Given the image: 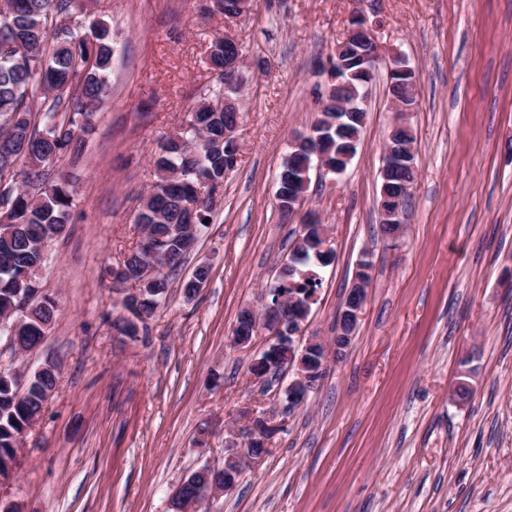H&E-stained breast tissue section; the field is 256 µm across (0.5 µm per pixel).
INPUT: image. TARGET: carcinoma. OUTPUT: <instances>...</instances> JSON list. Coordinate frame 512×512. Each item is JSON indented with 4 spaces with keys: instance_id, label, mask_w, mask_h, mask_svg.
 <instances>
[{
    "instance_id": "obj_1",
    "label": "carcinoma",
    "mask_w": 512,
    "mask_h": 512,
    "mask_svg": "<svg viewBox=\"0 0 512 512\" xmlns=\"http://www.w3.org/2000/svg\"><path fill=\"white\" fill-rule=\"evenodd\" d=\"M85 0H4L0 6V168L16 166L22 185L0 178V316H20L16 325L19 349L27 351L46 335L54 320L55 301L46 298L19 315L20 299L29 282L46 262L43 241L61 236L69 222L71 195L64 182H47L49 171L61 154L76 153L80 135L90 130L93 110L105 100L107 75L114 54L111 28L104 22H83ZM361 35L336 43V56L347 62L355 93L364 87L356 59ZM209 69L217 78L215 89L193 108L186 126L163 139L154 160L156 180L141 199L136 223L159 225L164 235L163 265L172 270L189 255L181 227L194 191L207 180L212 188L224 183V41L210 46ZM367 112L343 117L342 131L330 123L331 113L313 125L320 139L313 148L331 158L358 152ZM314 155L307 149L294 152L282 163L295 171L294 192L304 191L303 174L312 169ZM303 243L282 267L279 288H294L303 299L321 285L315 268L325 266L317 228L300 234ZM210 267L195 268L183 284L192 297L207 282ZM170 286L169 275L144 284L142 316L150 318ZM51 369L33 373L24 389L13 379L0 377V463L12 456L24 430L38 422L47 395L58 385Z\"/></svg>"
}]
</instances>
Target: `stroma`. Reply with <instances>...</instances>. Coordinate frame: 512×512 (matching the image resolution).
I'll return each instance as SVG.
<instances>
[{
  "mask_svg": "<svg viewBox=\"0 0 512 512\" xmlns=\"http://www.w3.org/2000/svg\"><path fill=\"white\" fill-rule=\"evenodd\" d=\"M358 11L381 21L382 55L400 51L415 71L418 178L389 247L376 198L393 114L379 67L356 156L336 181L310 174L305 206L336 259L318 270L303 337H333L365 258L371 283L352 343L291 409L250 380L265 335L240 349L233 331L242 309L263 308L299 232L280 219L278 174L316 118L315 70ZM84 21L110 25L115 54L81 154L55 166L74 198L41 273L55 318L39 349L0 352L29 374L57 357L62 375L0 501L171 512L185 477L222 465L275 410L286 425L272 452L210 512H512V0H256L234 21L210 0H90ZM227 32L269 65L246 88L237 165L165 301L120 335L132 286L112 271L140 243L159 145L214 85L206 57ZM202 264L210 278L186 297Z\"/></svg>",
  "mask_w": 512,
  "mask_h": 512,
  "instance_id": "obj_1",
  "label": "stroma"
}]
</instances>
